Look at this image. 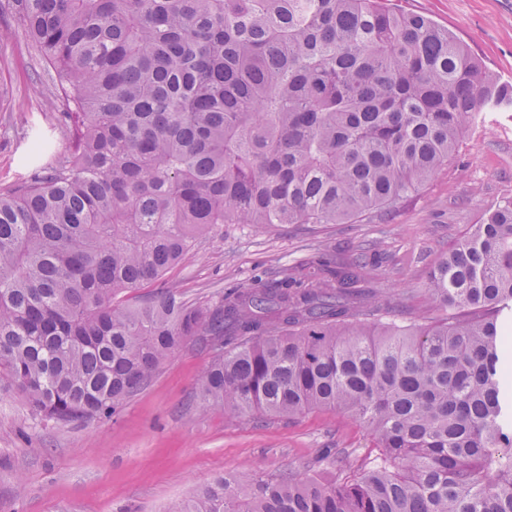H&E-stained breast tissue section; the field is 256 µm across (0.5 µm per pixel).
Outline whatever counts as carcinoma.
I'll use <instances>...</instances> for the list:
<instances>
[{"instance_id": "cac0c4a2", "label": "carcinoma", "mask_w": 512, "mask_h": 512, "mask_svg": "<svg viewBox=\"0 0 512 512\" xmlns=\"http://www.w3.org/2000/svg\"><path fill=\"white\" fill-rule=\"evenodd\" d=\"M56 71L71 145L0 195V387L42 421L108 417L176 350L225 417L342 410L380 453L328 479L217 477L171 512H512V198L432 268L438 315L366 301L363 266L298 267L212 305L158 282L218 224H351L512 107L447 30L386 0H0Z\"/></svg>"}]
</instances>
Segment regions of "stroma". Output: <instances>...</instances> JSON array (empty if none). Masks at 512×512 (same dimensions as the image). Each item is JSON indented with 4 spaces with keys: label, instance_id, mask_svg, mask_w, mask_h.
Returning <instances> with one entry per match:
<instances>
[{
    "label": "stroma",
    "instance_id": "35a3bbf8",
    "mask_svg": "<svg viewBox=\"0 0 512 512\" xmlns=\"http://www.w3.org/2000/svg\"><path fill=\"white\" fill-rule=\"evenodd\" d=\"M466 45L486 69L512 83V0H395ZM53 72L15 39L0 48V193L25 172L34 129L67 143ZM512 197V112L470 129L459 157L391 214L362 224H220L193 243L161 287L190 304L230 288H263L298 265L365 259L366 287L405 315L427 305L428 272L477 223ZM211 359L188 342L114 414L87 423L35 420L25 400L0 393V512H169L220 474L260 482L293 471L317 474L315 459L341 449L349 470L373 452V437L348 412L315 410L295 420H235L204 408L197 383Z\"/></svg>",
    "mask_w": 512,
    "mask_h": 512
}]
</instances>
